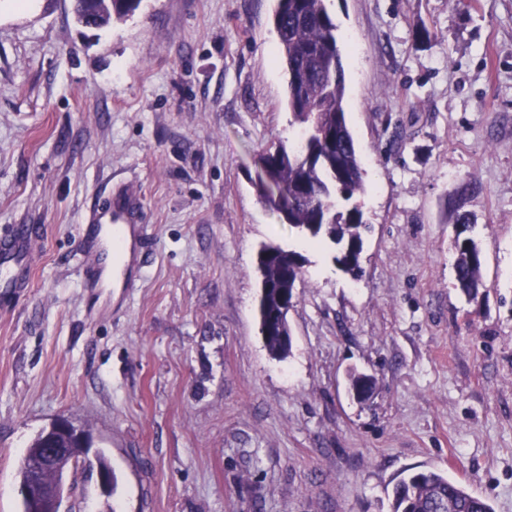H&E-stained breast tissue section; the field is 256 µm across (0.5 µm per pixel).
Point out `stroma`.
Returning a JSON list of instances; mask_svg holds the SVG:
<instances>
[{
	"instance_id": "obj_1",
	"label": "stroma",
	"mask_w": 512,
	"mask_h": 512,
	"mask_svg": "<svg viewBox=\"0 0 512 512\" xmlns=\"http://www.w3.org/2000/svg\"><path fill=\"white\" fill-rule=\"evenodd\" d=\"M275 6L142 0L95 29L72 0H0V227L39 229L29 288L0 296V512L60 417L117 475L105 497L70 473L61 512H390L428 469L512 512V0H328L366 170L358 281L259 200L261 152L296 131ZM117 182L149 240L139 288L103 298L80 227ZM271 242L307 260L284 360L257 315ZM456 224H459L455 239L456 281L469 300H477L481 294L480 289L485 288L482 280L483 256L475 240L470 235H465L468 227L470 229L468 218L459 216Z\"/></svg>"
}]
</instances>
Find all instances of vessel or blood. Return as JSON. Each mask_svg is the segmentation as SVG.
Here are the masks:
<instances>
[{
    "label": "vessel or blood",
    "mask_w": 512,
    "mask_h": 512,
    "mask_svg": "<svg viewBox=\"0 0 512 512\" xmlns=\"http://www.w3.org/2000/svg\"><path fill=\"white\" fill-rule=\"evenodd\" d=\"M139 208V201L118 195L87 214L82 229L83 238L89 242L81 262L83 287H97L107 270L121 278L124 287H133L140 272L126 262L125 228ZM36 234L32 225L16 224L0 235V293L6 295L27 286Z\"/></svg>",
    "instance_id": "obj_1"
}]
</instances>
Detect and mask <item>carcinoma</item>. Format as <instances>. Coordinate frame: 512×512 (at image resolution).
<instances>
[{
  "mask_svg": "<svg viewBox=\"0 0 512 512\" xmlns=\"http://www.w3.org/2000/svg\"><path fill=\"white\" fill-rule=\"evenodd\" d=\"M141 0H79L81 17L96 11V26L109 25L134 14ZM273 24L278 37V58L288 75L287 105L299 127L298 139L288 147L279 143L260 158L270 187L258 182L261 201L280 220L308 239H327L338 246L334 261L353 278L360 279L361 210L342 208L365 192L364 168L355 135L346 118L344 68L338 46L336 22L327 0H277ZM455 263L458 287L470 300L478 299L483 256L475 240L466 235L468 218H457ZM262 276L271 285L266 295L268 310H280L292 300L286 276H303L305 257L278 245L263 248ZM265 346L275 358H284L285 345L278 330L268 329ZM43 451V434L26 449L20 482L29 479V461ZM391 512H493L484 498L473 495L462 483L431 471H418L400 479L392 489Z\"/></svg>",
  "mask_w": 512,
  "mask_h": 512,
  "instance_id": "cac0c4a2",
  "label": "carcinoma"
}]
</instances>
